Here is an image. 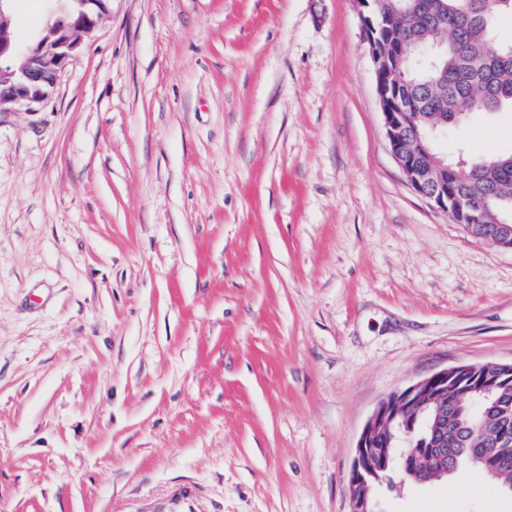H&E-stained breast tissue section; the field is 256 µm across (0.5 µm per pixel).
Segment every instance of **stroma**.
Masks as SVG:
<instances>
[{"label":"stroma","mask_w":512,"mask_h":512,"mask_svg":"<svg viewBox=\"0 0 512 512\" xmlns=\"http://www.w3.org/2000/svg\"><path fill=\"white\" fill-rule=\"evenodd\" d=\"M437 149L512 152V110ZM511 360L512 253L406 182L356 0H108L0 113V512H348L383 398ZM376 497L512 512L466 464ZM156 512H200V493L196 486L176 487L166 502L155 506Z\"/></svg>","instance_id":"stroma-1"}]
</instances>
